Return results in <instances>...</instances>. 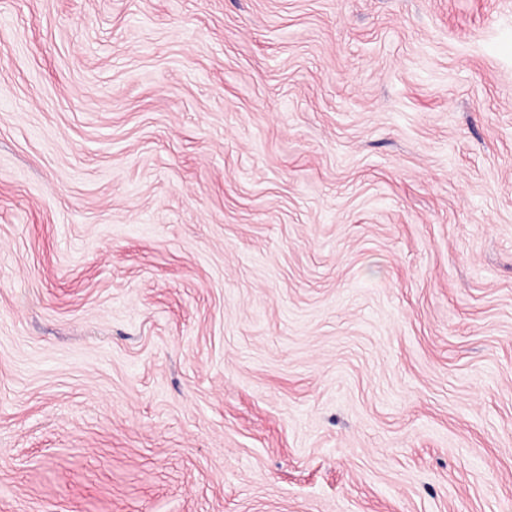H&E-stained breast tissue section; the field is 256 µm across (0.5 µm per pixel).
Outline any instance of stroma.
<instances>
[{"instance_id": "stroma-1", "label": "stroma", "mask_w": 512, "mask_h": 512, "mask_svg": "<svg viewBox=\"0 0 512 512\" xmlns=\"http://www.w3.org/2000/svg\"><path fill=\"white\" fill-rule=\"evenodd\" d=\"M0 512H512V0H0Z\"/></svg>"}]
</instances>
